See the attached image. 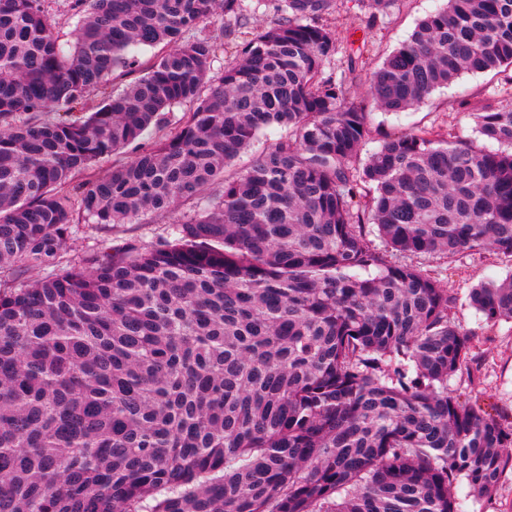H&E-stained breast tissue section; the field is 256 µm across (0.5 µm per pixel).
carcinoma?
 <instances>
[{"label":"carcinoma","instance_id":"cac0c4a2","mask_svg":"<svg viewBox=\"0 0 512 512\" xmlns=\"http://www.w3.org/2000/svg\"><path fill=\"white\" fill-rule=\"evenodd\" d=\"M359 2L373 26L397 0ZM336 5L277 0L243 39L242 0H70L63 43L43 0H0V512H462L459 484L490 499L512 471V421L448 391L475 362L454 298L391 257L512 256V97L466 103L497 150L423 127L361 157L374 105L512 85V0H447L362 96L326 73ZM218 12L237 50L213 76L193 31ZM195 199L151 246L62 266L80 221ZM469 301L512 321V278ZM284 133V130L278 126H271L262 130L253 141L250 149L243 154L237 161V167L244 168L252 163L268 147L276 142Z\"/></svg>","mask_w":512,"mask_h":512}]
</instances>
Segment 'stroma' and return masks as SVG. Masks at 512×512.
Here are the masks:
<instances>
[{"instance_id":"stroma-1","label":"stroma","mask_w":512,"mask_h":512,"mask_svg":"<svg viewBox=\"0 0 512 512\" xmlns=\"http://www.w3.org/2000/svg\"><path fill=\"white\" fill-rule=\"evenodd\" d=\"M443 4L444 0H397L390 13L370 28L356 0H339L336 12L328 17L327 22L335 29L342 47L367 45L370 65L375 68L409 39L420 19ZM503 95L504 85L498 76L468 72L449 87L436 90L420 107L402 112L373 109L374 138L363 151L368 154L376 150L386 134L419 127H448L460 138H477L475 119L470 113L461 111L460 102L483 104ZM193 207V202L189 201L179 205L173 213L162 217L149 215L129 224L86 222L75 225L68 254L76 257L125 242L151 245L166 235L174 220L182 218ZM413 263L427 270L447 288L455 300L451 317L471 336L478 355V363L470 373H459L449 378V390L476 400L485 411L512 414V322L487 325L468 299L470 290L478 284L512 275V258L482 250L458 255L451 261L435 255L421 256L414 258Z\"/></svg>"}]
</instances>
